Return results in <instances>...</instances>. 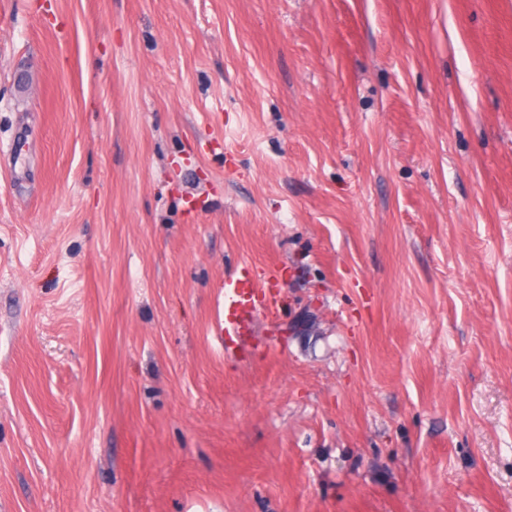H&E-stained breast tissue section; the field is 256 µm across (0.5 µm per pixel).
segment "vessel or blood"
<instances>
[{
  "mask_svg": "<svg viewBox=\"0 0 512 512\" xmlns=\"http://www.w3.org/2000/svg\"><path fill=\"white\" fill-rule=\"evenodd\" d=\"M264 280V279H263ZM250 270L224 280V352L231 357L246 356L260 316L270 313L279 295L266 288Z\"/></svg>",
  "mask_w": 512,
  "mask_h": 512,
  "instance_id": "b4317fda",
  "label": "vessel or blood"
}]
</instances>
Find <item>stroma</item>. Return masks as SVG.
<instances>
[{
  "instance_id": "35a3bbf8",
  "label": "stroma",
  "mask_w": 512,
  "mask_h": 512,
  "mask_svg": "<svg viewBox=\"0 0 512 512\" xmlns=\"http://www.w3.org/2000/svg\"><path fill=\"white\" fill-rule=\"evenodd\" d=\"M0 512H512V0H0ZM244 268L239 276L224 279V353L231 357H246L248 346L255 335L260 316L270 313L279 304V294L266 288Z\"/></svg>"
}]
</instances>
